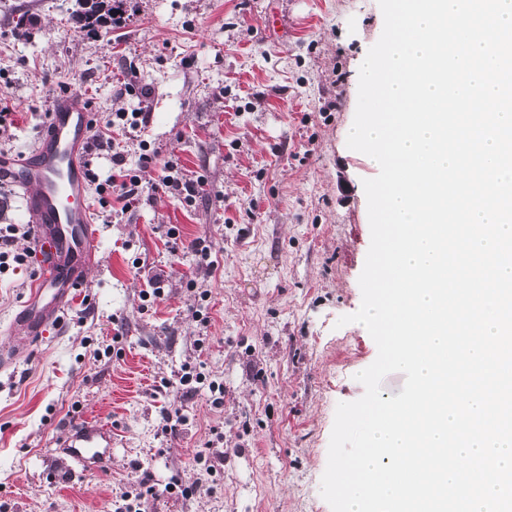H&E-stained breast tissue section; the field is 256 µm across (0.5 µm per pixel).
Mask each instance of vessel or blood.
Wrapping results in <instances>:
<instances>
[{
    "label": "vessel or blood",
    "mask_w": 512,
    "mask_h": 512,
    "mask_svg": "<svg viewBox=\"0 0 512 512\" xmlns=\"http://www.w3.org/2000/svg\"><path fill=\"white\" fill-rule=\"evenodd\" d=\"M94 126L88 104L78 95H62L51 103L28 152H0V183L21 192L26 201L41 266L14 319L32 345L47 327L64 331L69 299L86 288L95 263L99 230L85 179L86 147ZM112 445L111 427L79 419L64 442L71 458L89 464L103 462Z\"/></svg>",
    "instance_id": "obj_1"
}]
</instances>
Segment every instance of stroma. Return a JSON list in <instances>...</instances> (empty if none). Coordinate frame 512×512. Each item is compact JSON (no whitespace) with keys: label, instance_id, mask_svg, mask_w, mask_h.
I'll return each instance as SVG.
<instances>
[{"label":"stroma","instance_id":"1","mask_svg":"<svg viewBox=\"0 0 512 512\" xmlns=\"http://www.w3.org/2000/svg\"><path fill=\"white\" fill-rule=\"evenodd\" d=\"M78 9L0 0V147L27 150L69 88L101 118L146 113L113 136L129 165L146 148L205 184L195 206L159 194L122 213L91 192L98 252L67 332L47 329L0 372V512H113L120 490L198 478L201 492L143 512H331L320 489L336 406L363 395L356 375L377 356L362 324L337 321L361 305L371 241L362 182L379 169L347 137L378 0H121L93 33ZM130 81L138 94L119 96ZM199 237L212 265L187 250ZM35 274L0 273V346ZM190 367L223 383L222 404L183 395ZM174 407L188 414L176 438L161 427ZM77 418L115 430L106 467L60 452ZM215 432L224 463L210 477L193 458Z\"/></svg>","mask_w":512,"mask_h":512}]
</instances>
